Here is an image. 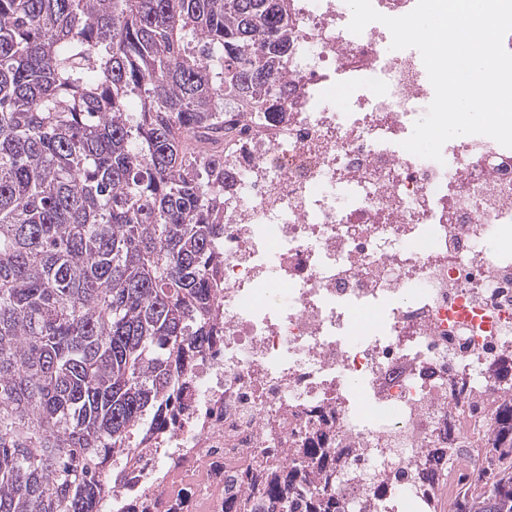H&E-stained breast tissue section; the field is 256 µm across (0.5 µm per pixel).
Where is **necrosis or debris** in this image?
I'll return each mask as SVG.
<instances>
[{"instance_id":"1","label":"necrosis or debris","mask_w":512,"mask_h":512,"mask_svg":"<svg viewBox=\"0 0 512 512\" xmlns=\"http://www.w3.org/2000/svg\"><path fill=\"white\" fill-rule=\"evenodd\" d=\"M292 4L287 122L224 106L213 334L98 512H224L316 431L343 455L346 512H424L412 475L449 437V483L485 463L491 363L512 353V148L462 135L438 162L407 152L434 97L420 52L391 50L379 22L350 32L346 0Z\"/></svg>"}]
</instances>
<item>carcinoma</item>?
<instances>
[{"label":"carcinoma","instance_id":"obj_1","mask_svg":"<svg viewBox=\"0 0 512 512\" xmlns=\"http://www.w3.org/2000/svg\"><path fill=\"white\" fill-rule=\"evenodd\" d=\"M290 0H0V512H96L112 455L175 407L214 317L224 98L288 95ZM512 393V356L495 371ZM454 439L428 453L432 493ZM448 512H512V403ZM314 445L246 476L345 512Z\"/></svg>","mask_w":512,"mask_h":512}]
</instances>
